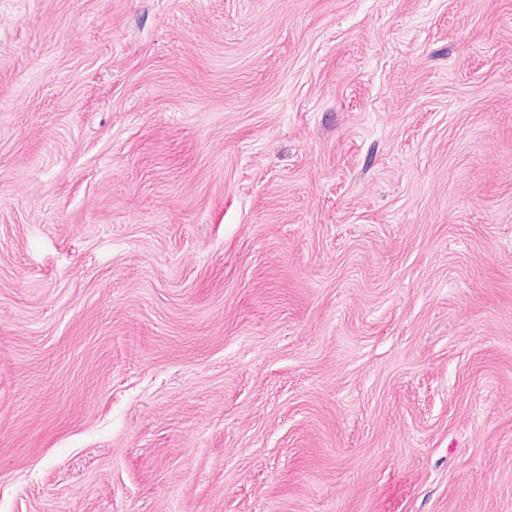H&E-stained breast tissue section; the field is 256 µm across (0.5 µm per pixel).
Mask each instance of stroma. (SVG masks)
<instances>
[{
    "mask_svg": "<svg viewBox=\"0 0 512 512\" xmlns=\"http://www.w3.org/2000/svg\"><path fill=\"white\" fill-rule=\"evenodd\" d=\"M0 512H512V0H0Z\"/></svg>",
    "mask_w": 512,
    "mask_h": 512,
    "instance_id": "obj_1",
    "label": "stroma"
}]
</instances>
